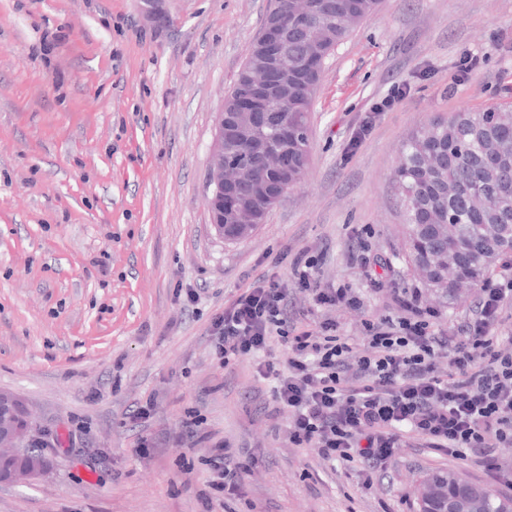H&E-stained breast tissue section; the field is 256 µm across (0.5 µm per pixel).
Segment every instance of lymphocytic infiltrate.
Here are the masks:
<instances>
[{"label": "lymphocytic infiltrate", "mask_w": 512, "mask_h": 512, "mask_svg": "<svg viewBox=\"0 0 512 512\" xmlns=\"http://www.w3.org/2000/svg\"><path fill=\"white\" fill-rule=\"evenodd\" d=\"M322 261V252L304 250L293 260L292 288L266 272L226 302L208 327L220 363L252 358L289 413V442L326 460L360 459L364 484L385 475L408 434L420 447L476 457L501 479L495 450L512 444V339L494 331L512 304V281H487L472 313L447 330L399 299L397 315L368 322L356 345L335 321L302 320L357 302L350 289L318 285ZM300 298L307 310L296 309ZM276 338L286 347L281 360L269 355ZM262 463L253 455L237 460L228 445L215 444L210 483L225 498L245 497L244 476Z\"/></svg>", "instance_id": "1"}]
</instances>
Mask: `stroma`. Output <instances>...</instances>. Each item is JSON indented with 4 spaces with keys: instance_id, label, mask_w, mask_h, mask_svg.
<instances>
[{
    "instance_id": "1",
    "label": "stroma",
    "mask_w": 512,
    "mask_h": 512,
    "mask_svg": "<svg viewBox=\"0 0 512 512\" xmlns=\"http://www.w3.org/2000/svg\"><path fill=\"white\" fill-rule=\"evenodd\" d=\"M267 9L160 0L151 16L138 0H0V388L56 437L52 474L0 485V512H419L437 470L512 497L473 458L412 442L363 488L360 460L289 444L272 382L251 359L221 364L207 332L262 271L291 285L306 248L324 252L322 285L358 297L331 312L353 340L397 313L403 288L439 329L472 310L475 291L439 304L407 262L393 171L402 141L435 117L512 101V0H385L326 62L305 176L230 243L207 206L215 118ZM467 52L484 65L461 81ZM397 88L406 97L351 145ZM356 232L369 242L360 259ZM146 403L150 417L132 420ZM190 410L201 424L188 441ZM220 440L269 460L246 499L209 485ZM402 95L403 94L401 91H395L390 97L383 99L382 101L374 104L371 107V112H369L372 114H369L366 117L364 123L361 125V127L359 128V130L356 132L355 136L351 140V145L355 146L358 143V141L361 140L368 133L374 117L379 112H385L387 110H390L392 108V106L394 105V103L396 101H398Z\"/></svg>"
}]
</instances>
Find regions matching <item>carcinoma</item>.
I'll use <instances>...</instances> for the list:
<instances>
[{"label": "carcinoma", "instance_id": "1", "mask_svg": "<svg viewBox=\"0 0 512 512\" xmlns=\"http://www.w3.org/2000/svg\"><path fill=\"white\" fill-rule=\"evenodd\" d=\"M383 0H312L321 24L288 37V60H306L299 95L270 107L252 139L232 132L237 101L257 93L253 61L245 63L225 103L224 149L231 163L248 167L251 181L236 183L240 200L263 204L283 175L268 170L263 147L288 143V182L304 172L310 156V112L327 59ZM393 180L407 229L409 262L425 273L424 286L445 290L451 301L461 283L481 288L496 263L512 258V105L497 103L432 120L402 145ZM484 512H512V498L480 490Z\"/></svg>", "mask_w": 512, "mask_h": 512}]
</instances>
